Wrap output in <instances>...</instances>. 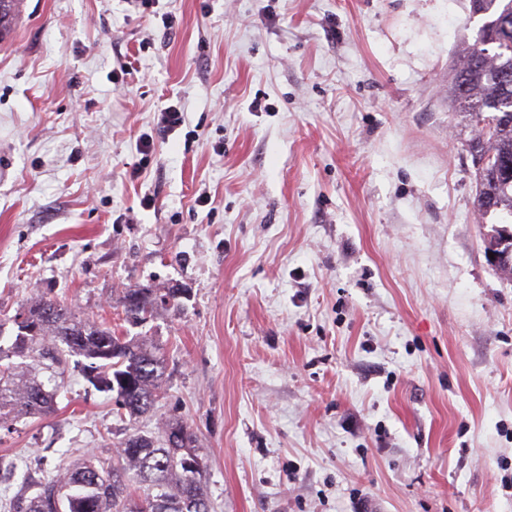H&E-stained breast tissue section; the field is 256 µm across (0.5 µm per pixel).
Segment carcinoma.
<instances>
[{"instance_id":"1","label":"carcinoma","mask_w":512,"mask_h":512,"mask_svg":"<svg viewBox=\"0 0 512 512\" xmlns=\"http://www.w3.org/2000/svg\"><path fill=\"white\" fill-rule=\"evenodd\" d=\"M22 0H0V40L11 31ZM483 23L464 49L448 85V102L468 112L478 133L466 141L486 158L473 165L477 208L512 217V176L498 165L512 163V29L497 21L512 16V0H470ZM178 289L133 288L123 299L124 320L144 325L160 308H179ZM0 320V429L22 417L54 410L67 390L66 374L81 376L112 398L119 418L152 410L166 373L165 359L145 340L120 336L58 298H41ZM206 459L197 436L178 418L157 435H132L116 456H90L55 472L23 474L25 492L10 500L11 512H211ZM153 492L141 497L137 489Z\"/></svg>"}]
</instances>
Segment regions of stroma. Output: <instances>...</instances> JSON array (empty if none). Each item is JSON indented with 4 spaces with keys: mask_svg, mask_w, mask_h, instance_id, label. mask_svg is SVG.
<instances>
[{
    "mask_svg": "<svg viewBox=\"0 0 512 512\" xmlns=\"http://www.w3.org/2000/svg\"><path fill=\"white\" fill-rule=\"evenodd\" d=\"M469 0H24L0 41V313L39 296L167 371L0 439L53 470L181 418L212 512H512V275L448 74ZM173 107L185 122L162 128ZM180 311L125 323L131 288ZM502 236L493 231L485 233V248L489 255L493 252L494 259H491L497 268H508L512 266V240L507 232H502ZM511 244V245H510Z\"/></svg>",
    "mask_w": 512,
    "mask_h": 512,
    "instance_id": "stroma-1",
    "label": "stroma"
}]
</instances>
